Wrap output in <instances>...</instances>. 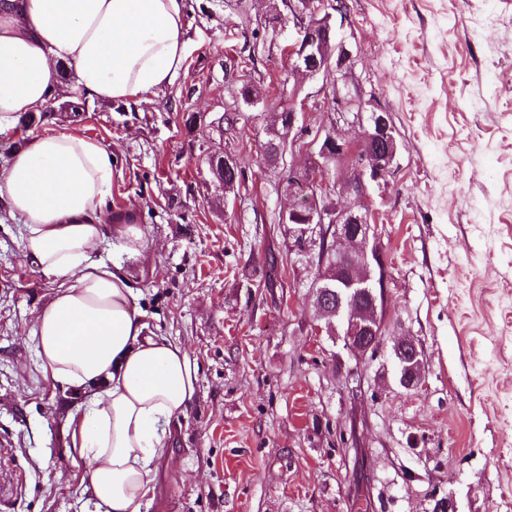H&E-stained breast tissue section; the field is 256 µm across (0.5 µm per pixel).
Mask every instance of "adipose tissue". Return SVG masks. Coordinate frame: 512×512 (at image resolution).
<instances>
[{"label": "adipose tissue", "mask_w": 512, "mask_h": 512, "mask_svg": "<svg viewBox=\"0 0 512 512\" xmlns=\"http://www.w3.org/2000/svg\"><path fill=\"white\" fill-rule=\"evenodd\" d=\"M186 32V0H0V137L51 95H68L63 65L94 101L137 102L172 86ZM112 167L111 145L75 129L34 135L0 164V214L22 224L36 271L60 283L32 340L45 371L88 392L72 444L96 512H139L156 495L196 368L181 345L145 335L137 292L95 255L107 241L131 257L146 248L139 225L112 223L102 209Z\"/></svg>", "instance_id": "adipose-tissue-1"}]
</instances>
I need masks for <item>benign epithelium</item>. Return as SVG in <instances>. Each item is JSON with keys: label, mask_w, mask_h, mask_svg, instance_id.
<instances>
[{"label": "benign epithelium", "mask_w": 512, "mask_h": 512, "mask_svg": "<svg viewBox=\"0 0 512 512\" xmlns=\"http://www.w3.org/2000/svg\"><path fill=\"white\" fill-rule=\"evenodd\" d=\"M347 11L346 0H280L272 4L269 14L288 18L296 37L290 45L288 76L295 79L294 92L309 80L322 79L325 97L336 94V121L312 131L303 126L295 104L288 106V128L281 136L288 153L268 158L274 165L286 168L294 180L288 183V207L280 212L281 223L289 225L291 237L304 228L303 244L315 240L330 229L340 245L338 252L346 258L322 269L323 276L313 283L314 297L320 289L336 283V322L327 324V332L343 337L346 349L358 360L373 351L380 341L382 329L374 326L369 316L350 313L346 296H365L368 308L383 305L387 269L378 243L370 190L388 182L394 172L401 143L390 114L368 110L362 102L346 103L344 92L355 82L351 55L336 39V16ZM356 129L357 147L351 149L346 129ZM325 143L324 155H349V176H338L336 182L320 177L319 156L306 155L305 137ZM397 366V384L411 391L422 385L424 353L416 341L404 337L393 345Z\"/></svg>", "instance_id": "benign-epithelium-1"}]
</instances>
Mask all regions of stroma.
Returning <instances> with one entry per match:
<instances>
[{
  "label": "stroma",
  "instance_id": "stroma-1",
  "mask_svg": "<svg viewBox=\"0 0 512 512\" xmlns=\"http://www.w3.org/2000/svg\"><path fill=\"white\" fill-rule=\"evenodd\" d=\"M337 38L356 91L402 143L374 197L388 265L385 336L356 360L313 307L316 253L276 217L282 169L264 164L263 106L224 114L249 82L292 100L291 24L269 0H189L175 83L141 103H62L0 137L77 125L112 145L108 208L143 218L142 256L117 259L147 334L181 344L196 391L170 438L160 492L140 512H512V0H348ZM249 27H242V19ZM194 126H187L188 117ZM230 148L246 181L219 197L205 152ZM288 264L264 285L268 254ZM57 290L34 272L22 226L0 222V512H95L73 450L84 397L45 373L33 318ZM422 347L424 383L396 384L394 343Z\"/></svg>",
  "mask_w": 512,
  "mask_h": 512
}]
</instances>
